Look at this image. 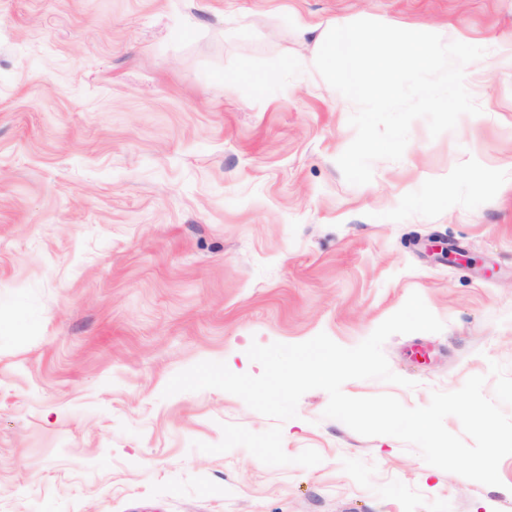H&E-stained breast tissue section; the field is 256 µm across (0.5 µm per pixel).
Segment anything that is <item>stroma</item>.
<instances>
[{
	"label": "stroma",
	"mask_w": 512,
	"mask_h": 512,
	"mask_svg": "<svg viewBox=\"0 0 512 512\" xmlns=\"http://www.w3.org/2000/svg\"><path fill=\"white\" fill-rule=\"evenodd\" d=\"M484 48L480 106L349 184L354 104L314 67L328 22ZM308 32L299 35L297 27ZM419 293L442 332L383 345L406 407L512 375V0H0V512H512L501 486L323 416L282 423L219 389L163 397L251 344L353 347ZM278 425L306 468L222 427Z\"/></svg>",
	"instance_id": "1"
}]
</instances>
